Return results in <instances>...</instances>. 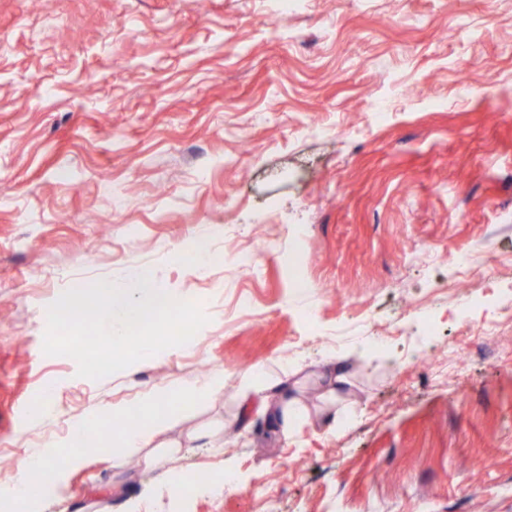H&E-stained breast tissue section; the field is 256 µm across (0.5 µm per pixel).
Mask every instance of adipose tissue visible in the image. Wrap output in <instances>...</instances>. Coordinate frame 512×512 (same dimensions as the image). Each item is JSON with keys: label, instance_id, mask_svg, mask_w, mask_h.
Returning a JSON list of instances; mask_svg holds the SVG:
<instances>
[{"label": "adipose tissue", "instance_id": "obj_1", "mask_svg": "<svg viewBox=\"0 0 512 512\" xmlns=\"http://www.w3.org/2000/svg\"><path fill=\"white\" fill-rule=\"evenodd\" d=\"M224 388V372L217 369L201 381L186 384L177 389L164 388L144 395L134 405L118 404L109 410V417L119 419L134 414L139 418L136 427L120 432L112 439L114 451L109 459L115 475H124L130 456H140L145 469L157 472L160 477L158 488L171 495L184 494L186 481L175 479L169 466L168 453H146L145 448L158 432L175 427L180 422V407L189 401L203 399L221 392ZM101 422L98 412L92 411L79 416L69 425V440L81 444L79 452L70 454L65 464L56 461L60 441L47 440L42 447L24 449L19 458L17 475L7 484L0 486V499L15 512H30L35 502L29 498V484L33 476L48 477L54 497H62L70 489V475L81 469L87 453L95 445L91 436Z\"/></svg>", "mask_w": 512, "mask_h": 512}]
</instances>
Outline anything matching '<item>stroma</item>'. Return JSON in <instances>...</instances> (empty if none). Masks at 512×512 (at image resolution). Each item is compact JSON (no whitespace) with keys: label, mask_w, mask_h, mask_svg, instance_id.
Masks as SVG:
<instances>
[{"label":"stroma","mask_w":512,"mask_h":512,"mask_svg":"<svg viewBox=\"0 0 512 512\" xmlns=\"http://www.w3.org/2000/svg\"><path fill=\"white\" fill-rule=\"evenodd\" d=\"M274 8L0 0V482L72 419L219 368L160 440L178 475L235 488L162 494L133 457L99 498L93 453L41 512H512V0ZM189 239L222 262L177 260ZM143 267L208 316L191 343L99 380L44 355L63 292ZM254 368L306 408L291 436L242 399ZM50 387L58 414L34 422ZM345 405L358 422L329 433Z\"/></svg>","instance_id":"35a3bbf8"}]
</instances>
